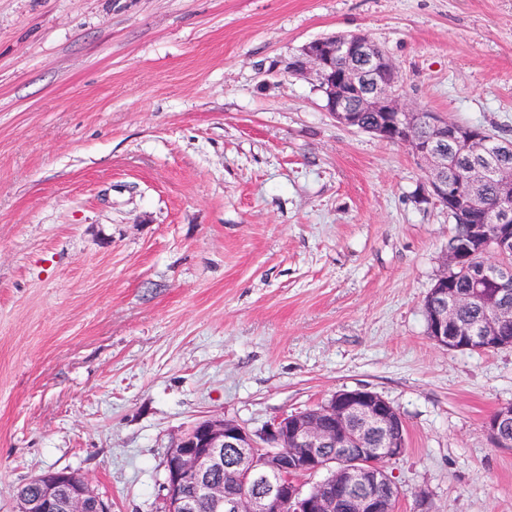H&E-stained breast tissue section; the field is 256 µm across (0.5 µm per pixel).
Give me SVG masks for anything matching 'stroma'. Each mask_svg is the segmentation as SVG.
I'll return each instance as SVG.
<instances>
[{
  "label": "stroma",
  "instance_id": "1",
  "mask_svg": "<svg viewBox=\"0 0 512 512\" xmlns=\"http://www.w3.org/2000/svg\"><path fill=\"white\" fill-rule=\"evenodd\" d=\"M350 32L407 104L512 140V0H0V512L62 469L162 512L196 419L363 387L405 424L396 512H512V346L426 331L453 218L288 70ZM510 427L512 428V404H507L499 407L487 423L488 436L494 447L505 448L511 444L509 448H512V429ZM507 434L511 442L507 439Z\"/></svg>",
  "mask_w": 512,
  "mask_h": 512
}]
</instances>
